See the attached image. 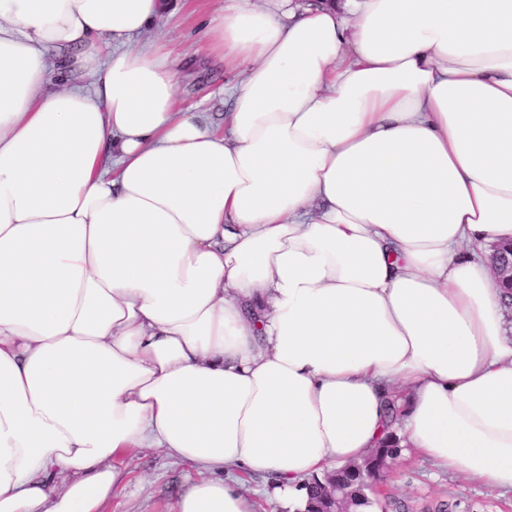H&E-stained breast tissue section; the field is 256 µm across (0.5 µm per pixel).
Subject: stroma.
I'll return each instance as SVG.
<instances>
[{"instance_id":"obj_1","label":"stroma","mask_w":512,"mask_h":512,"mask_svg":"<svg viewBox=\"0 0 512 512\" xmlns=\"http://www.w3.org/2000/svg\"><path fill=\"white\" fill-rule=\"evenodd\" d=\"M225 0H196L187 10L182 0H168L163 18L149 30L176 54H191L202 36L206 14L223 9ZM231 72L208 60H197L179 84L182 107L205 102L216 120L228 109L217 87L232 80ZM123 463L122 489L113 496L105 512H168L189 481L199 472L159 450H133ZM369 512H512V493L463 482L459 477L423 463L414 449H401L384 474L380 488L370 491Z\"/></svg>"}]
</instances>
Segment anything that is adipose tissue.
<instances>
[{"label": "adipose tissue", "instance_id": "obj_1", "mask_svg": "<svg viewBox=\"0 0 512 512\" xmlns=\"http://www.w3.org/2000/svg\"><path fill=\"white\" fill-rule=\"evenodd\" d=\"M167 0H0V512H104L122 459L255 512L400 431L512 492V0H228L223 125ZM233 73L216 63L200 58L179 84V101L183 108L195 109L207 93L233 79ZM508 252L500 248L491 256L494 270L501 281L503 288L512 290V247L511 243L507 248ZM244 488L252 496L256 512H269L271 507L265 494V481L259 476H244Z\"/></svg>", "mask_w": 512, "mask_h": 512}]
</instances>
